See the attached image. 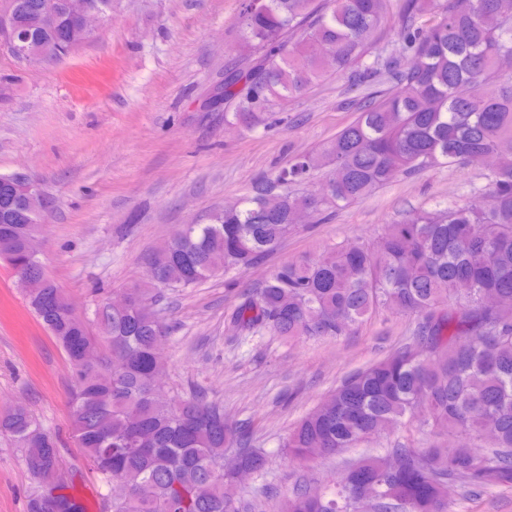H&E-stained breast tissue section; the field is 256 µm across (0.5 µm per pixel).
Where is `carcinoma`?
I'll use <instances>...</instances> for the list:
<instances>
[{"instance_id":"obj_1","label":"carcinoma","mask_w":512,"mask_h":512,"mask_svg":"<svg viewBox=\"0 0 512 512\" xmlns=\"http://www.w3.org/2000/svg\"><path fill=\"white\" fill-rule=\"evenodd\" d=\"M389 2L241 0L246 57L224 70V114L252 129L329 72L345 74L362 104L321 153L255 180L210 223L180 225L150 260L155 284L190 288L277 251L296 211L319 222L400 175L499 157L480 202L387 224L374 245L351 241L286 263L227 314L237 334L288 338L343 336L382 308L417 316L409 342L349 374L300 421L284 444L293 458H333L406 424L464 441L455 452L365 448L333 488H298L279 512H449L450 480L512 486V311L484 305L512 296V74L497 67L499 55H512V0H402L397 38L381 48L374 37L391 18ZM378 83L393 92L376 99ZM321 167L318 188L288 190ZM34 230L0 220V253L69 364L76 446L101 486L126 487L122 499L102 496L104 512H243L235 473L260 474L267 458L220 403L157 397L166 376L155 355L167 334L160 294L132 288L125 310L103 298L83 328L33 251ZM0 435L41 476L27 512H88L66 477L59 436L27 406L0 413ZM476 439L488 448L481 460L468 451Z\"/></svg>"}]
</instances>
